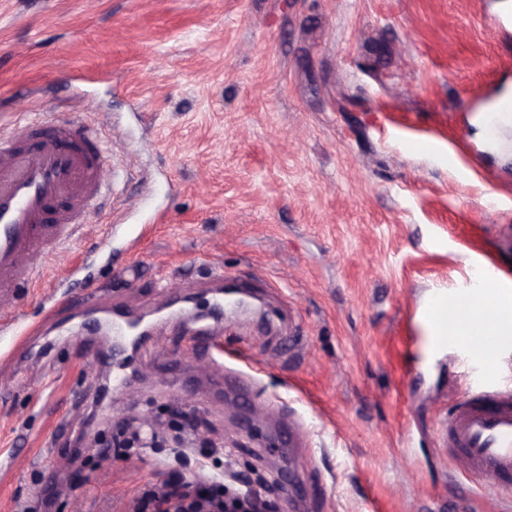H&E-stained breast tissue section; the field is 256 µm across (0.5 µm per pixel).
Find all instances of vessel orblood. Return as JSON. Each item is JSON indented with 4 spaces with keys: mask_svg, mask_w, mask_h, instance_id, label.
I'll return each mask as SVG.
<instances>
[{
    "mask_svg": "<svg viewBox=\"0 0 512 512\" xmlns=\"http://www.w3.org/2000/svg\"><path fill=\"white\" fill-rule=\"evenodd\" d=\"M107 157L97 133L81 120L50 123L20 120L0 139V301L33 282L54 256L70 247L78 225L86 223L107 190ZM471 294L431 295L426 311L444 326L432 345H462L470 362L497 360L504 342L490 332L462 335L471 312ZM116 337L113 381H129L122 356L128 334L121 311L111 314ZM189 344L216 365L224 363V331L211 323L195 324ZM440 445L448 450L454 472L490 481L498 489L512 481V390L468 391L445 419Z\"/></svg>",
    "mask_w": 512,
    "mask_h": 512,
    "instance_id": "b4317fda",
    "label": "vessel or blood"
}]
</instances>
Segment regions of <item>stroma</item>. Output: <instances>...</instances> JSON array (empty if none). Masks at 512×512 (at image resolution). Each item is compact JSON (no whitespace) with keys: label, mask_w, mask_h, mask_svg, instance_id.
<instances>
[{"label":"stroma","mask_w":512,"mask_h":512,"mask_svg":"<svg viewBox=\"0 0 512 512\" xmlns=\"http://www.w3.org/2000/svg\"><path fill=\"white\" fill-rule=\"evenodd\" d=\"M501 2L0 0V135L84 100L112 179L9 304L0 512H135L230 453L255 500L283 473L301 483L286 512H512L439 446L460 395L512 384V346L476 372L462 348H426L421 323L433 291L465 292L481 267L512 282V158L471 134L512 91ZM142 197L153 230L105 239ZM222 280L270 313L223 322L225 355L262 364L244 406L184 342ZM111 300L161 323L118 393L108 331L90 350L76 333ZM145 418L151 447L101 456Z\"/></svg>","instance_id":"stroma-1"}]
</instances>
